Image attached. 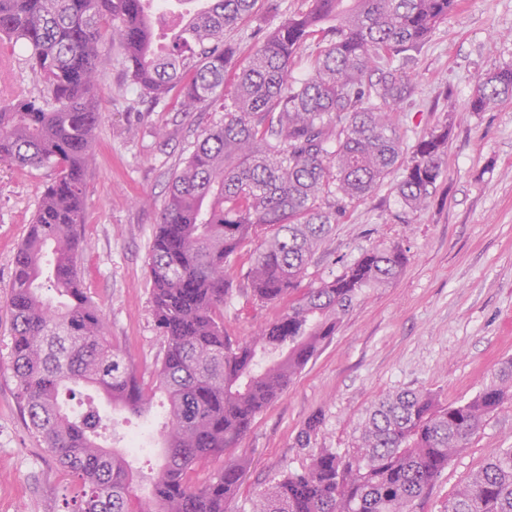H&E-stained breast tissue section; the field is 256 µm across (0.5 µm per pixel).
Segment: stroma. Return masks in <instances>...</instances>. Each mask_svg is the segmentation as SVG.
<instances>
[{"mask_svg": "<svg viewBox=\"0 0 512 512\" xmlns=\"http://www.w3.org/2000/svg\"><path fill=\"white\" fill-rule=\"evenodd\" d=\"M275 2L276 9L261 10L245 26L225 32L235 63L245 62L285 17L306 7L305 0ZM121 60L118 45L104 43L98 62L104 118L86 177L81 276L113 345L126 350L148 378L162 344L147 273L154 226L171 173L200 131L223 120L221 106L235 81L226 80L210 110L185 114L175 98H140L127 86ZM510 63L512 0H461L420 51L402 60L415 87L395 114L403 145L452 123L446 175L419 210L397 193L398 170L365 200L346 204L303 287L338 276L372 249L401 247L408 262L396 280L362 291L333 339L231 449L246 470L227 512H250L274 478L307 465L311 448H356L360 425L383 397L423 389L450 403L465 402L512 358V101L480 114L466 110L478 79ZM51 177L47 169L0 164V512H66L65 501L75 492L57 461L31 438L9 366L5 302L14 257ZM229 276L224 329L231 337L251 339L259 326L284 314L285 303L247 296L240 263L230 265ZM314 414L323 424L306 449L299 435ZM166 416L159 395L142 415L110 414L120 435L139 433L136 458L147 479L160 460L158 433ZM510 446L512 399L487 417L416 512H443L467 475Z\"/></svg>", "mask_w": 512, "mask_h": 512, "instance_id": "35a3bbf8", "label": "stroma"}]
</instances>
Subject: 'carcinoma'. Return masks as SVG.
Wrapping results in <instances>:
<instances>
[{"label":"carcinoma","mask_w":512,"mask_h":512,"mask_svg":"<svg viewBox=\"0 0 512 512\" xmlns=\"http://www.w3.org/2000/svg\"><path fill=\"white\" fill-rule=\"evenodd\" d=\"M202 8L157 11L155 0H0V40L21 45L44 84L38 96L0 95V162L49 167L28 236L14 258L6 300L10 369L32 435L78 485L67 512H226L246 463L224 458L279 398L363 289L395 279L406 252L362 254L333 280L299 291L319 245L403 155L392 107L413 92L395 65L448 19L457 0H306L253 48L235 74L224 120L198 135L168 181L150 243L151 307L163 338L151 383L107 338L82 287L91 143L103 117L97 66L105 38L119 41L127 85L158 103L178 91L181 112H204L232 67L224 30L242 25L259 0H201ZM319 45L309 75L291 76L296 55ZM377 79H372V75ZM512 98V64L480 78L467 111ZM451 127L422 135L396 190L421 209L446 172ZM272 228L262 239L259 230ZM246 260L250 296L286 312L247 342L224 331L230 261ZM114 409L139 414L161 393L168 418L151 507L135 494L134 454L102 439L105 416L64 398L86 389ZM512 398V359L463 403L424 390L377 402L355 451L319 448L309 464L274 479L253 512H414L486 417ZM313 416L302 447L321 428ZM220 460L208 480L197 464ZM444 512H512V448L471 473Z\"/></svg>","instance_id":"1"}]
</instances>
